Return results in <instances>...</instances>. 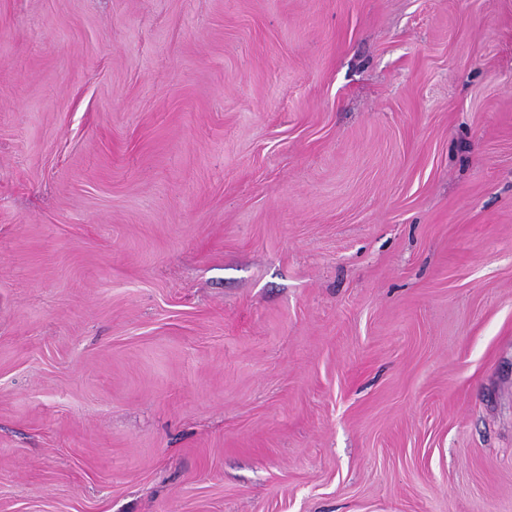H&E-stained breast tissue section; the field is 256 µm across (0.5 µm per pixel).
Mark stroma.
Returning <instances> with one entry per match:
<instances>
[{
    "mask_svg": "<svg viewBox=\"0 0 512 512\" xmlns=\"http://www.w3.org/2000/svg\"><path fill=\"white\" fill-rule=\"evenodd\" d=\"M0 512H512V0H0Z\"/></svg>",
    "mask_w": 512,
    "mask_h": 512,
    "instance_id": "obj_1",
    "label": "stroma"
}]
</instances>
